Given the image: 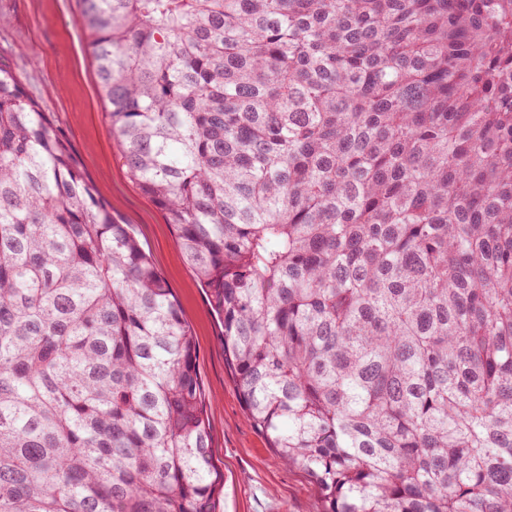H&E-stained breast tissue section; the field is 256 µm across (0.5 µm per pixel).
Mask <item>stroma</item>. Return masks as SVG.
Instances as JSON below:
<instances>
[{
  "label": "stroma",
  "mask_w": 512,
  "mask_h": 512,
  "mask_svg": "<svg viewBox=\"0 0 512 512\" xmlns=\"http://www.w3.org/2000/svg\"><path fill=\"white\" fill-rule=\"evenodd\" d=\"M79 15V0H0V64L52 115L85 177L132 226L176 296L195 337L214 463L224 476L216 512H323L308 475L284 465L246 416L209 294L186 264L167 213L127 173Z\"/></svg>",
  "instance_id": "obj_1"
}]
</instances>
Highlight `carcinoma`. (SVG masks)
<instances>
[{
    "mask_svg": "<svg viewBox=\"0 0 512 512\" xmlns=\"http://www.w3.org/2000/svg\"><path fill=\"white\" fill-rule=\"evenodd\" d=\"M129 176L323 512H512V0H81ZM172 289L0 67V512H213Z\"/></svg>",
    "mask_w": 512,
    "mask_h": 512,
    "instance_id": "carcinoma-1",
    "label": "carcinoma"
}]
</instances>
